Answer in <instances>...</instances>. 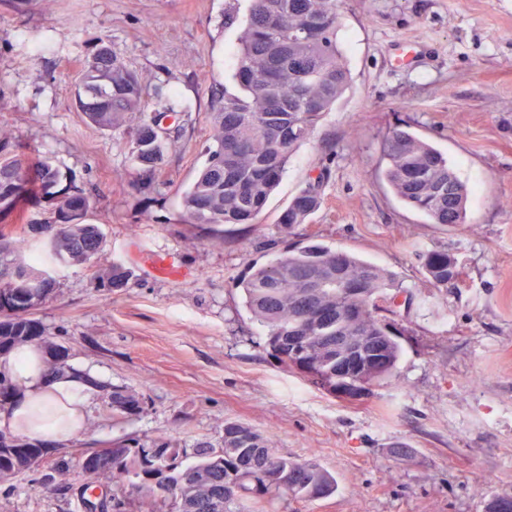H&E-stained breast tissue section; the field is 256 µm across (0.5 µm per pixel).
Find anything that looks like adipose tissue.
<instances>
[{
  "label": "adipose tissue",
  "mask_w": 512,
  "mask_h": 512,
  "mask_svg": "<svg viewBox=\"0 0 512 512\" xmlns=\"http://www.w3.org/2000/svg\"><path fill=\"white\" fill-rule=\"evenodd\" d=\"M0 371L11 377L16 392L0 410V429L30 441L65 443L85 429V409L96 392L80 371L54 373L44 350L25 344L0 357Z\"/></svg>",
  "instance_id": "adipose-tissue-1"
}]
</instances>
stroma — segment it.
Wrapping results in <instances>:
<instances>
[{
    "label": "stroma",
    "instance_id": "1",
    "mask_svg": "<svg viewBox=\"0 0 512 512\" xmlns=\"http://www.w3.org/2000/svg\"><path fill=\"white\" fill-rule=\"evenodd\" d=\"M224 3L0 0V128L93 198L101 264L133 272L111 293L95 286L94 267L58 264L46 238H30L25 259L60 286L37 317L72 367L142 403L117 423L98 395L86 430L59 451L67 484L46 481L47 459L0 485V512H84L83 452L126 436L216 440L228 419L335 477V494L287 512H484L489 498L512 496V0H344L349 88L291 156L259 224L211 239L183 223L180 201L205 162L207 114L231 67L237 30L224 25ZM103 44L160 89L149 110L166 101L177 112L163 123L159 179L136 165L126 130H98L75 106L79 72ZM397 128L447 155L469 189L467 224L431 223L379 178ZM322 173L321 207L282 233L281 211ZM307 235L413 294L390 316L403 346L395 379L353 404L282 368L235 286L250 262ZM433 250L460 270L441 288L423 267ZM157 254L184 277L157 271Z\"/></svg>",
    "mask_w": 512,
    "mask_h": 512
}]
</instances>
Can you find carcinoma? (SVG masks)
<instances>
[{"instance_id":"carcinoma-1","label":"carcinoma","mask_w":512,"mask_h":512,"mask_svg":"<svg viewBox=\"0 0 512 512\" xmlns=\"http://www.w3.org/2000/svg\"><path fill=\"white\" fill-rule=\"evenodd\" d=\"M224 24L238 25L234 62L224 78V93L208 114L207 159L194 181L181 193L187 224H205L214 233L226 224L253 227L277 187L292 153L314 133L348 89L351 78L338 33L341 0H248L240 14L239 0H228ZM146 88L138 74L102 46L82 70L76 101L85 121L100 130L125 126L129 115L144 107ZM174 114L164 106L130 132L137 164L153 175L164 167L166 129ZM382 178L407 207L434 224L467 223L466 185L448 159L417 136L396 129L387 139ZM324 174H319L282 211L278 224L285 232L308 222L322 202ZM60 172L47 159L31 160L26 146L7 131L0 132V214H12L25 201L42 197L51 206L52 221L29 224L32 233L52 230L49 248L65 265L96 267V287L121 292L131 272L114 263L95 266L105 237L86 219L94 204L79 187L56 189ZM23 238L0 232V355L28 342H40L54 371L69 368L60 346L46 338L36 313L58 292L57 281L19 258ZM444 251L424 255L430 283L439 288L450 281ZM324 281L321 288H303L301 278ZM236 287L251 318L266 330V345L278 363L328 394L357 402L356 390L393 377L402 348L389 322L380 315L381 299L394 287L379 266L337 251L308 236L288 244L273 262L250 263ZM359 315L352 316L349 308ZM331 311L334 318L318 317ZM307 337V370H301L288 348V337ZM338 336H374L383 341L385 363L362 383L333 378L331 347ZM110 393L112 419L125 421L141 410L139 400L122 386L95 381ZM0 481L33 471L34 459L44 462L51 451L7 430L0 437ZM81 470L91 481L83 484V501L100 503L101 512H137L151 501L166 512H241L244 501L252 512H269L275 504L329 497L336 479L312 460L284 456L250 425L224 421L223 435L214 443L197 439L192 448L167 435L125 437L106 448L84 452ZM103 478L100 494L93 484Z\"/></svg>"}]
</instances>
